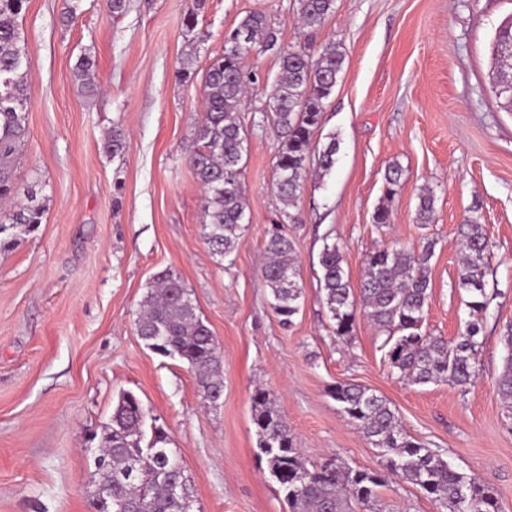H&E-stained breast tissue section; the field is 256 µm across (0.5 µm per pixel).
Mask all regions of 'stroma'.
<instances>
[{
	"label": "stroma",
	"mask_w": 512,
	"mask_h": 512,
	"mask_svg": "<svg viewBox=\"0 0 512 512\" xmlns=\"http://www.w3.org/2000/svg\"><path fill=\"white\" fill-rule=\"evenodd\" d=\"M110 16L104 0H28V136L18 184L38 180L43 221L0 253V512H91L96 434L121 392L137 395L181 458L194 512H288L256 447L251 396L270 390L312 463L338 458L385 475L386 512H441L409 483L388 477L386 455L342 412L329 390L369 387L395 409L405 432L457 471L494 489L512 512V411L497 392L512 322V112L490 89V43L512 0H335L316 30L300 29L298 0H127ZM266 13L286 49L316 54L335 44L343 71L316 142L336 135L332 171L309 177L287 225L303 286L299 312L283 325L262 281L265 241L279 212L274 191L280 140L264 122L275 55L246 59L255 91L241 181L250 222L231 259L203 235V193L186 160L204 117L199 75L224 50V34L248 13ZM196 48L197 76L177 71ZM96 62L95 95L75 65ZM121 129L119 155L104 143ZM401 170L391 221H372L384 177ZM435 197L433 224L415 221L422 189ZM484 224L491 303L479 336L477 378L468 390L413 385L392 368L386 336L358 319L334 335L319 285L325 240L338 243L352 285L368 252L435 241L432 297L423 332L452 340L468 320L457 287L461 224ZM179 276L216 337L224 392L205 403L186 363L162 357L136 333L149 283Z\"/></svg>",
	"instance_id": "35a3bbf8"
}]
</instances>
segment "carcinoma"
I'll use <instances>...</instances> for the list:
<instances>
[{"label":"carcinoma","instance_id":"obj_1","mask_svg":"<svg viewBox=\"0 0 512 512\" xmlns=\"http://www.w3.org/2000/svg\"><path fill=\"white\" fill-rule=\"evenodd\" d=\"M28 0H0V202L18 196L15 182L17 159L27 134L28 55L19 18ZM335 0H299V20L317 29L333 12ZM228 48L215 57L202 81L204 119L197 130L198 146L190 165L203 188L206 217L204 239L212 254L231 256L246 222V193L240 176L245 132L240 112L254 78L244 59L253 51L263 53L278 43L277 30L267 14H247L224 35ZM490 83L502 106L512 112V17L496 29L491 43ZM279 75L261 108L263 118L276 130L280 149L276 157L275 191L281 204L279 223H300L290 212L297 206L307 178V165L315 161L327 173L336 163L338 142L313 153V137L328 99L343 70V55L333 44L321 47L314 57L303 50L278 52ZM95 62L83 57L75 69L81 87H89ZM401 173L388 169L383 195L373 223H390L388 203L398 194ZM25 200L0 218V252L15 247L23 233L35 231L45 211L38 192L30 188ZM434 195H419L416 223L434 220ZM462 259L457 287L466 295L469 320L456 338L447 342L422 331L430 298L429 262L434 240L421 250L398 242L366 255L360 294H355L338 244L326 242L319 255L320 286L333 321V333L349 337L364 315L386 333L384 346L389 364L413 384L446 382L467 387L475 378L481 342L478 340L489 299L485 277L489 249L485 226L476 217L462 231ZM267 260L262 268L265 287L275 313L285 324L299 311L302 287L295 247L288 233L277 228L266 241ZM145 346L163 357L188 364L204 401L217 402L223 395L221 348L212 331L199 317L191 293L179 277L162 272L148 289L135 321ZM507 356L498 379L499 396L512 401V323L505 326ZM329 395L363 435L377 448L386 449L389 473L417 487L446 512H499L494 491L474 476L453 469L440 454L411 438L401 428L386 399L372 389L339 382ZM257 448L265 458L270 477L284 492L290 512H378L381 476L370 469L346 467L334 460L319 465L300 454L288 423L277 409L274 395L258 388L251 395ZM147 412L131 392L122 393L112 409L110 422L98 440L102 466L92 474L94 512L102 504L125 507V512H192L193 497L180 461L167 448V433L160 427L146 436Z\"/></svg>","mask_w":512,"mask_h":512}]
</instances>
